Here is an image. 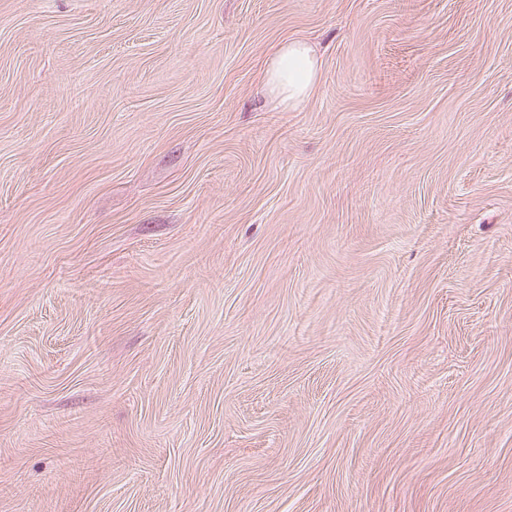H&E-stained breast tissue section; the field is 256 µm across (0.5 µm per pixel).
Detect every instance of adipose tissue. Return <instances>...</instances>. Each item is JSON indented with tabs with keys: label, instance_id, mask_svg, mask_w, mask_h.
I'll return each instance as SVG.
<instances>
[{
	"label": "adipose tissue",
	"instance_id": "1",
	"mask_svg": "<svg viewBox=\"0 0 512 512\" xmlns=\"http://www.w3.org/2000/svg\"><path fill=\"white\" fill-rule=\"evenodd\" d=\"M320 63L312 45L303 40L279 44L268 56L263 78L277 106L296 108L319 79Z\"/></svg>",
	"mask_w": 512,
	"mask_h": 512
}]
</instances>
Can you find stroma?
Segmentation results:
<instances>
[{"instance_id":"35a3bbf8","label":"stroma","mask_w":512,"mask_h":512,"mask_svg":"<svg viewBox=\"0 0 512 512\" xmlns=\"http://www.w3.org/2000/svg\"><path fill=\"white\" fill-rule=\"evenodd\" d=\"M0 512H512V0H0ZM319 68L320 61L310 43L283 42L267 57L264 83L276 105L291 110L314 89L320 76Z\"/></svg>"}]
</instances>
